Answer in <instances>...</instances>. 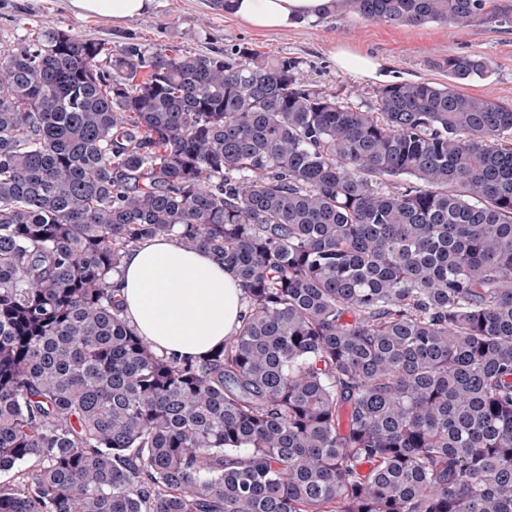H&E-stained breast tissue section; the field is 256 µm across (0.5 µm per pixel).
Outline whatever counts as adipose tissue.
Here are the masks:
<instances>
[{
  "mask_svg": "<svg viewBox=\"0 0 512 512\" xmlns=\"http://www.w3.org/2000/svg\"><path fill=\"white\" fill-rule=\"evenodd\" d=\"M155 0H68L72 11L114 21L149 12ZM330 0H232L238 20L255 29L275 31L315 19ZM112 286L124 314L153 349L183 357L220 348L240 325L244 309L234 276L209 253L160 237L133 248L123 259Z\"/></svg>",
  "mask_w": 512,
  "mask_h": 512,
  "instance_id": "adipose-tissue-1",
  "label": "adipose tissue"
}]
</instances>
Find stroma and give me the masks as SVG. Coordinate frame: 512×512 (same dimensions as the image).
<instances>
[{
	"label": "stroma",
	"instance_id": "1",
	"mask_svg": "<svg viewBox=\"0 0 512 512\" xmlns=\"http://www.w3.org/2000/svg\"><path fill=\"white\" fill-rule=\"evenodd\" d=\"M49 28H63L111 48L138 42L153 50L174 47L206 54L246 43L270 57L298 58L303 82L366 111L377 106L379 84L338 70L330 58L334 47L345 46L378 59L391 83H448L442 61L467 52L492 64L489 78L467 85V93L512 105V24L495 20L451 28L441 23L366 22L350 13H333L288 30L260 31L215 10L211 0H155L151 12L124 23L76 16L66 0H0V49L13 46L32 31Z\"/></svg>",
	"mask_w": 512,
	"mask_h": 512
}]
</instances>
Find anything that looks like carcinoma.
<instances>
[{"mask_svg":"<svg viewBox=\"0 0 512 512\" xmlns=\"http://www.w3.org/2000/svg\"><path fill=\"white\" fill-rule=\"evenodd\" d=\"M300 64L61 28L0 50V471L34 462L0 512H512V107L460 90L491 61L375 112ZM158 237L236 277L223 348L157 353L124 316L110 280Z\"/></svg>","mask_w":512,"mask_h":512,"instance_id":"cac0c4a2","label":"carcinoma"}]
</instances>
